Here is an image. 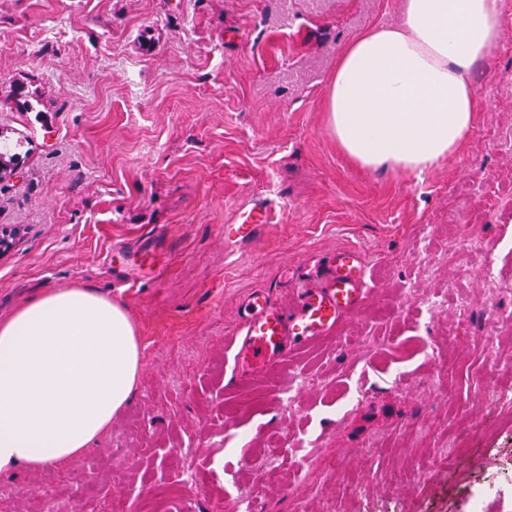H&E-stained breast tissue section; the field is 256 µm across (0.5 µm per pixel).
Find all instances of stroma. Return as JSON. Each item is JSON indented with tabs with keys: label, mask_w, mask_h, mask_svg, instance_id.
Here are the masks:
<instances>
[{
	"label": "stroma",
	"mask_w": 512,
	"mask_h": 512,
	"mask_svg": "<svg viewBox=\"0 0 512 512\" xmlns=\"http://www.w3.org/2000/svg\"><path fill=\"white\" fill-rule=\"evenodd\" d=\"M403 8L0 0V132L26 140L0 178V318L82 286L126 304L142 350L105 437L0 476V512H512V7L465 144L421 174L359 168L324 112L340 52ZM259 200L272 223L225 238ZM342 246L368 266L361 309L227 382L243 296L290 305ZM189 464L205 488L182 489Z\"/></svg>",
	"instance_id": "obj_1"
}]
</instances>
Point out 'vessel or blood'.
I'll use <instances>...</instances> for the list:
<instances>
[{
	"label": "vessel or blood",
	"mask_w": 512,
	"mask_h": 512,
	"mask_svg": "<svg viewBox=\"0 0 512 512\" xmlns=\"http://www.w3.org/2000/svg\"><path fill=\"white\" fill-rule=\"evenodd\" d=\"M267 221V208L258 202L240 213L238 223L225 225L224 234L246 238ZM367 295L366 270L353 248L336 250L321 277L301 290L293 307L274 306L263 291H251L241 302L237 334L224 347L230 376L260 374L299 345L326 336L340 319L356 312Z\"/></svg>",
	"instance_id": "vessel-or-blood-1"
}]
</instances>
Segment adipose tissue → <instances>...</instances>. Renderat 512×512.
<instances>
[{
  "label": "adipose tissue",
  "mask_w": 512,
  "mask_h": 512,
  "mask_svg": "<svg viewBox=\"0 0 512 512\" xmlns=\"http://www.w3.org/2000/svg\"><path fill=\"white\" fill-rule=\"evenodd\" d=\"M505 5L406 0L402 25L349 42L325 93L343 151L369 170L419 174L458 151ZM139 369L126 306L89 289L42 294L0 319V475L78 464L135 398Z\"/></svg>",
  "instance_id": "ef3b65f1"
}]
</instances>
